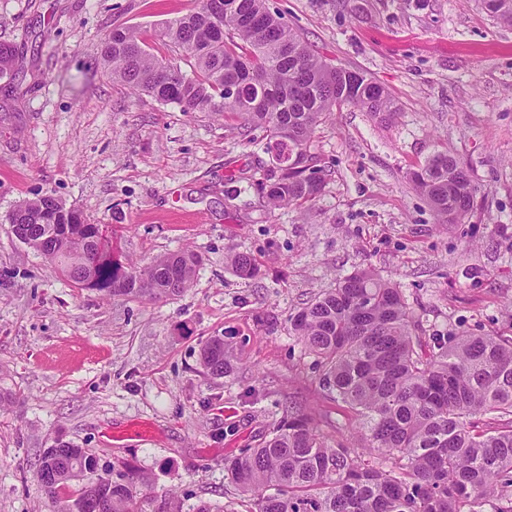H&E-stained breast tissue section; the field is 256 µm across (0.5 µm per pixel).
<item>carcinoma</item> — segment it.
I'll list each match as a JSON object with an SVG mask.
<instances>
[{"instance_id": "cac0c4a2", "label": "carcinoma", "mask_w": 512, "mask_h": 512, "mask_svg": "<svg viewBox=\"0 0 512 512\" xmlns=\"http://www.w3.org/2000/svg\"><path fill=\"white\" fill-rule=\"evenodd\" d=\"M512 27V0L488 10ZM164 36L194 61L192 74L145 49L137 28L104 37L101 64L137 93L186 112H234L265 132L278 176L262 184L274 206L302 205L322 191L311 147L335 108L391 114L383 87L316 56L265 0H201L164 25ZM15 49L0 43V76L17 77ZM440 224L472 210L475 188L455 158L436 155L412 174ZM18 238L80 288L109 298L169 299L191 284L200 257L189 250L144 266L118 258L104 224H87L52 195L28 199L8 215ZM243 279L257 268L230 251ZM289 333L316 358L319 384L354 416V444L324 437L307 415L286 412L271 437L224 459L227 478L255 512H512V337L450 333L422 350L399 285L356 270L288 319ZM241 358L222 338L202 348L203 372L232 376ZM497 413L502 428L475 418ZM41 489L58 512H144L149 478L128 462L102 466L69 442L44 452Z\"/></svg>"}]
</instances>
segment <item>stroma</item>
Segmentation results:
<instances>
[{
    "instance_id": "35a3bbf8",
    "label": "stroma",
    "mask_w": 512,
    "mask_h": 512,
    "mask_svg": "<svg viewBox=\"0 0 512 512\" xmlns=\"http://www.w3.org/2000/svg\"><path fill=\"white\" fill-rule=\"evenodd\" d=\"M196 4L0 0V43L24 74L0 79V512H56L36 471L59 440L147 473L146 512L172 493L185 512L202 501L252 512L226 455L268 439L291 407L330 439L349 433L352 413L321 389L288 317L354 269L399 284L419 336H512V27L479 0H268L397 111L385 123L334 110L312 148L321 194L273 207L259 187L274 172L262 129L160 104L100 65L118 25L172 57L163 27ZM439 153L476 188L459 224L437 223L409 178ZM44 194L111 225L113 248L133 261L194 251L191 285L155 303L76 287L7 221ZM230 249L259 276L239 278ZM215 336L242 354L233 380L202 372ZM141 422L153 427L144 443L127 434Z\"/></svg>"
}]
</instances>
